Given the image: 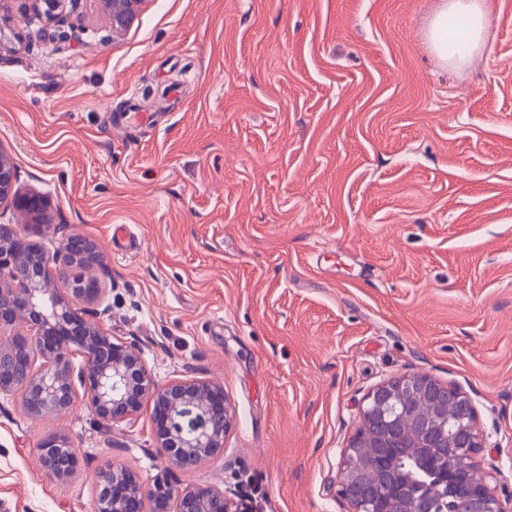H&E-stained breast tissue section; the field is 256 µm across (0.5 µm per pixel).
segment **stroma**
Listing matches in <instances>:
<instances>
[{"label":"stroma","mask_w":512,"mask_h":512,"mask_svg":"<svg viewBox=\"0 0 512 512\" xmlns=\"http://www.w3.org/2000/svg\"><path fill=\"white\" fill-rule=\"evenodd\" d=\"M439 0H147L113 35L33 0L0 48V146L51 203L23 241L100 245L112 308L161 383L220 382L226 450L167 470L149 410L112 427L0 394V512H90L99 474L225 490L232 512H348L341 455L379 383L428 375L472 400L512 497V0L444 64ZM64 435L59 478L38 460ZM72 446L64 436L45 439L40 445V459L44 468L58 477L68 476L76 466Z\"/></svg>","instance_id":"35a3bbf8"}]
</instances>
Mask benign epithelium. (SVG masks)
I'll return each instance as SVG.
<instances>
[{"instance_id": "1", "label": "benign epithelium", "mask_w": 512, "mask_h": 512, "mask_svg": "<svg viewBox=\"0 0 512 512\" xmlns=\"http://www.w3.org/2000/svg\"><path fill=\"white\" fill-rule=\"evenodd\" d=\"M49 21L59 18L66 0H33ZM112 34L133 24L147 0H96ZM11 209L24 222L43 224L49 205L36 191L18 186L13 157L0 147V208ZM106 256L95 242L83 237L66 240L53 253L35 243L24 244L16 226L0 225V331L18 323L26 331L0 338V393L20 391L26 414H65L82 395L104 423L115 425L135 418L150 405L157 448L178 469L196 468L222 453L233 414L223 387L211 380L176 379L157 384L139 349L117 340L100 325L82 316L83 302L110 308L109 292L95 274L106 269ZM65 268L85 271L61 282ZM463 408L452 436L445 432L448 393ZM412 407L420 448H438L453 439L461 463L433 456L411 458L399 467L383 439L371 438L379 427L396 436L403 424L398 408ZM362 425L342 451L343 480L339 494L351 512H440L437 503L416 491L419 476L433 474L446 487L463 479L467 495L456 512H512L491 486L498 466L480 456L483 436L476 425L470 399L461 391L427 375L388 380L369 392ZM44 468L58 477L76 466L68 439L55 436L40 445ZM231 512L224 490L211 486L176 488L167 478L145 486L131 470L114 467L100 476L93 512Z\"/></svg>"}]
</instances>
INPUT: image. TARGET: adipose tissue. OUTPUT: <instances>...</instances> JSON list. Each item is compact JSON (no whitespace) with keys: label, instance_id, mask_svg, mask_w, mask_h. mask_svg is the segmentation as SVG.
Instances as JSON below:
<instances>
[{"label":"adipose tissue","instance_id":"obj_1","mask_svg":"<svg viewBox=\"0 0 512 512\" xmlns=\"http://www.w3.org/2000/svg\"><path fill=\"white\" fill-rule=\"evenodd\" d=\"M464 19L468 27L462 38V47L456 53H449V23ZM488 26L486 0H441L438 10L429 23V42L434 53L448 60L455 67L466 65L484 46Z\"/></svg>","mask_w":512,"mask_h":512}]
</instances>
